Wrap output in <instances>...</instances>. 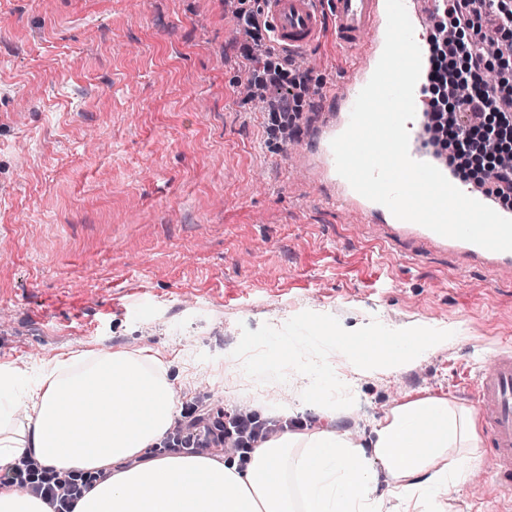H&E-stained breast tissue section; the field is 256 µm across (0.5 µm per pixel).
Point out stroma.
<instances>
[{"instance_id": "35a3bbf8", "label": "stroma", "mask_w": 512, "mask_h": 512, "mask_svg": "<svg viewBox=\"0 0 512 512\" xmlns=\"http://www.w3.org/2000/svg\"><path fill=\"white\" fill-rule=\"evenodd\" d=\"M248 39L224 0H0V364L149 348L179 405L205 389L230 415L255 406L225 376L242 328L460 323L399 375L359 376L337 426L361 439L427 396L476 409V372L512 344V274L328 201L317 157L241 92ZM343 58L329 36L300 57V112ZM478 475L446 512H499Z\"/></svg>"}]
</instances>
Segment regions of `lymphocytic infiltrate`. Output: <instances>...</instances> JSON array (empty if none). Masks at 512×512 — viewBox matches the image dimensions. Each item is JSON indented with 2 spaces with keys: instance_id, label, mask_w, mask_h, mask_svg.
I'll return each mask as SVG.
<instances>
[{
  "instance_id": "lymphocytic-infiltrate-1",
  "label": "lymphocytic infiltrate",
  "mask_w": 512,
  "mask_h": 512,
  "mask_svg": "<svg viewBox=\"0 0 512 512\" xmlns=\"http://www.w3.org/2000/svg\"><path fill=\"white\" fill-rule=\"evenodd\" d=\"M435 17V34L429 46L427 81L431 92L430 128L436 145L452 159L481 147L496 151L494 138L485 130L488 113L512 112V94H502L486 81L488 53L483 26L493 32H512V0H445ZM237 18L250 34L242 56L252 72H263L265 86H280L286 93L269 100L268 110L284 130L295 101V90L308 84L310 75L299 70L290 57L273 44L267 21L260 9L237 11ZM285 429L282 420L263 418L242 409L230 417L214 416L202 405L183 409L180 419L164 440L168 453L201 454L211 450L227 459H246L257 445ZM6 480L25 493L41 499L52 512H73L88 490L89 481L48 477L32 457H25Z\"/></svg>"
}]
</instances>
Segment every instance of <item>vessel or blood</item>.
Here are the masks:
<instances>
[{
	"mask_svg": "<svg viewBox=\"0 0 512 512\" xmlns=\"http://www.w3.org/2000/svg\"><path fill=\"white\" fill-rule=\"evenodd\" d=\"M421 51H428L429 13L437 0H404ZM276 46L289 54H303L325 36L335 38L347 58L349 78L343 87L327 94V103L306 119L307 137L316 142L328 170H335L333 138L349 123L354 102L371 78L384 48L387 24L386 0H261ZM415 117L407 122L409 153L427 160L421 144L426 138L430 104L422 89H415ZM467 255L512 272V252H495L459 242ZM481 416L489 427L495 447L492 476L497 492L512 504V348L501 349L493 366L481 374L475 388Z\"/></svg>",
	"mask_w": 512,
	"mask_h": 512,
	"instance_id": "obj_1",
	"label": "vessel or blood"
}]
</instances>
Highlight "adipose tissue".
Segmentation results:
<instances>
[{
    "label": "adipose tissue",
    "instance_id": "adipose-tissue-1",
    "mask_svg": "<svg viewBox=\"0 0 512 512\" xmlns=\"http://www.w3.org/2000/svg\"><path fill=\"white\" fill-rule=\"evenodd\" d=\"M164 369L145 350L84 364L59 355L31 377L1 365L0 472L29 455L93 477L75 512H445L447 494L481 464L476 414L440 397L395 406L364 445L322 428L264 443L242 469L207 455L150 458L177 415ZM131 392L140 405L124 404ZM65 401L72 413L60 412ZM381 469L392 478L384 496ZM102 470L107 479H97Z\"/></svg>",
    "mask_w": 512,
    "mask_h": 512
}]
</instances>
